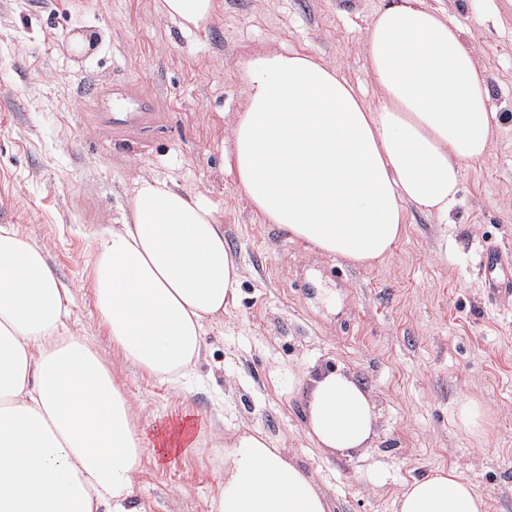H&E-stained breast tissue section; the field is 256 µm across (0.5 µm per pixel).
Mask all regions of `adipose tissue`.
Instances as JSON below:
<instances>
[{
	"mask_svg": "<svg viewBox=\"0 0 512 512\" xmlns=\"http://www.w3.org/2000/svg\"><path fill=\"white\" fill-rule=\"evenodd\" d=\"M216 0H155L186 31ZM366 60L381 97L365 102L316 57L269 52L242 64L246 107L224 165L264 223L359 266L389 256L406 207L447 217L464 163L484 158L494 114L484 70L459 26L424 0H388ZM130 215L96 239L98 318L132 364L177 384L191 376L208 326L238 300L239 265L224 226L198 196L139 177ZM68 288L44 250L0 225V512H127L143 462L131 402L88 337L67 326ZM306 430L317 448L369 447V393L334 372L314 379ZM323 493L262 431L224 438L211 512H327ZM394 512H487L453 468L404 486Z\"/></svg>",
	"mask_w": 512,
	"mask_h": 512,
	"instance_id": "adipose-tissue-1",
	"label": "adipose tissue"
}]
</instances>
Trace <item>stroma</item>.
Wrapping results in <instances>:
<instances>
[{"instance_id": "35a3bbf8", "label": "stroma", "mask_w": 512, "mask_h": 512, "mask_svg": "<svg viewBox=\"0 0 512 512\" xmlns=\"http://www.w3.org/2000/svg\"><path fill=\"white\" fill-rule=\"evenodd\" d=\"M385 0H218L206 30L159 18L154 0H0V224L44 247L70 291V326L105 356L135 406L146 451L129 512H210L223 481L224 436L257 428L324 492L330 512H394L406 482L454 468L512 512V296L492 297L486 245L512 254V9L493 0H424L463 31L484 70L495 114L490 151L464 164L447 219L407 207L393 252L346 265L263 223L224 167L246 104L241 63L273 51L308 53L379 90L366 37ZM134 84L163 113L145 139L104 138L87 84L105 108ZM159 177L216 209L241 273L239 300L212 325L197 376L174 387L127 363L101 326L88 277L95 236L129 211L133 179ZM342 267V282L323 278ZM352 377L375 403L370 448L331 455L305 432L319 374ZM475 400L468 428L459 407ZM195 416L199 448L158 458L160 428Z\"/></svg>"}]
</instances>
